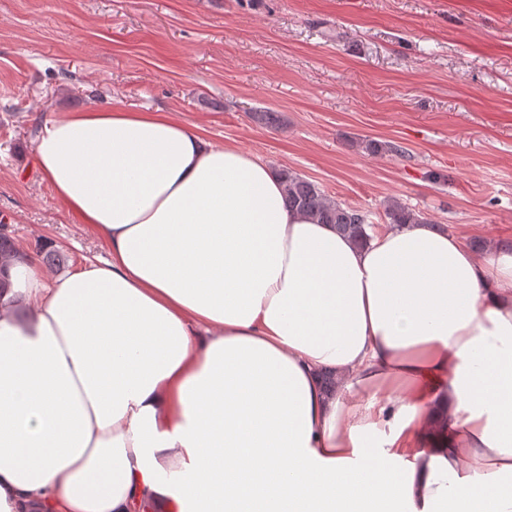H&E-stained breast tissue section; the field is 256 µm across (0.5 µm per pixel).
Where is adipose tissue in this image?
<instances>
[{
  "label": "adipose tissue",
  "mask_w": 512,
  "mask_h": 512,
  "mask_svg": "<svg viewBox=\"0 0 512 512\" xmlns=\"http://www.w3.org/2000/svg\"><path fill=\"white\" fill-rule=\"evenodd\" d=\"M34 162L108 257L10 270L0 512H512L511 249L357 246L161 109L53 115Z\"/></svg>",
  "instance_id": "obj_1"
}]
</instances>
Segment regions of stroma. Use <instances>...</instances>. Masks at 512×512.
I'll return each mask as SVG.
<instances>
[{
  "label": "stroma",
  "mask_w": 512,
  "mask_h": 512,
  "mask_svg": "<svg viewBox=\"0 0 512 512\" xmlns=\"http://www.w3.org/2000/svg\"><path fill=\"white\" fill-rule=\"evenodd\" d=\"M107 105L174 112L373 231L394 199L470 249L512 241V0H0V221L28 256L106 258L32 128ZM266 108L280 129L250 119Z\"/></svg>",
  "instance_id": "stroma-1"
}]
</instances>
